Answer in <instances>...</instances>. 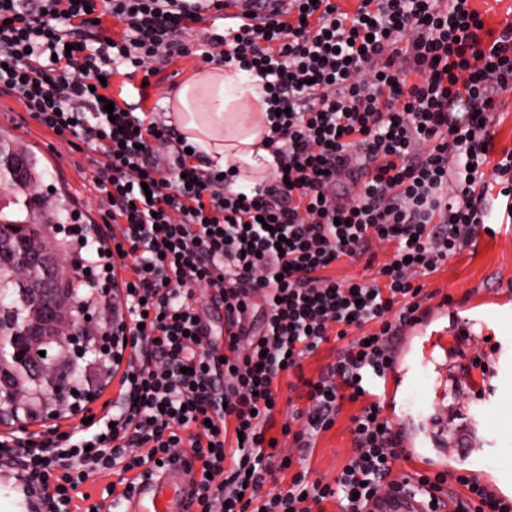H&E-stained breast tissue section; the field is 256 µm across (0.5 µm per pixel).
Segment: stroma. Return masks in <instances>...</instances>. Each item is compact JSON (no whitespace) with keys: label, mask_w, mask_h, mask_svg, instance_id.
<instances>
[{"label":"stroma","mask_w":512,"mask_h":512,"mask_svg":"<svg viewBox=\"0 0 512 512\" xmlns=\"http://www.w3.org/2000/svg\"><path fill=\"white\" fill-rule=\"evenodd\" d=\"M190 54L161 66L146 90L145 110L164 112V101L177 86L203 69ZM0 140L28 148L38 163V190L49 202L66 200L83 224H98L108 207L94 184L90 152L78 150L41 128L26 115L23 103L0 96ZM426 291L448 295L451 310L468 304L474 293L510 296V303L489 306L483 323L445 321L443 346L429 361L414 364L398 389L392 413L404 420L419 460L447 463L484 473L503 490L512 489V368L494 369L484 385L466 377L470 358L491 349L493 341L512 338V224L495 235H480L472 246L445 261L424 279ZM358 405L345 404L335 425L316 440L308 461L310 476L335 479L353 453L350 418Z\"/></svg>","instance_id":"stroma-1"}]
</instances>
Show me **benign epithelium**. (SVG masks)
Wrapping results in <instances>:
<instances>
[{
    "mask_svg": "<svg viewBox=\"0 0 512 512\" xmlns=\"http://www.w3.org/2000/svg\"><path fill=\"white\" fill-rule=\"evenodd\" d=\"M35 178L25 150L10 145L0 147V207L8 203V190L20 183L34 184ZM39 220L31 216L24 226H1L0 249L12 255L13 273L30 284L27 292L35 299L22 318L18 331L0 327V350L13 349L9 362L0 360V400L11 406L35 396L43 405L44 424L55 420L58 411L53 403H62L61 391L68 377L70 364L84 353L89 334H102L97 315L82 320L83 335L73 333L75 301L68 284L71 271L58 259L54 241L43 238L35 229ZM45 352L40 356L39 352ZM43 389L33 393L29 384ZM14 425V430L27 438L37 433L33 423L0 411V425Z\"/></svg>",
    "mask_w": 512,
    "mask_h": 512,
    "instance_id": "obj_1",
    "label": "benign epithelium"
}]
</instances>
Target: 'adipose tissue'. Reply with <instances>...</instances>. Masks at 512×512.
I'll list each match as a JSON object with an SVG mask.
<instances>
[{
	"mask_svg": "<svg viewBox=\"0 0 512 512\" xmlns=\"http://www.w3.org/2000/svg\"><path fill=\"white\" fill-rule=\"evenodd\" d=\"M261 83L240 68L214 64L166 100L179 133L214 169L229 173L232 191L249 196L274 169L265 142L269 106Z\"/></svg>",
	"mask_w": 512,
	"mask_h": 512,
	"instance_id": "adipose-tissue-1",
	"label": "adipose tissue"
}]
</instances>
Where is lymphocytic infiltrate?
<instances>
[{
    "mask_svg": "<svg viewBox=\"0 0 512 512\" xmlns=\"http://www.w3.org/2000/svg\"><path fill=\"white\" fill-rule=\"evenodd\" d=\"M226 6L0 0V95L95 152L108 221L82 240L79 277L121 303L130 349L100 423L32 445L1 435L0 473L30 512H117L160 466L190 473L193 512H320L338 497L362 512L405 491L425 512H512V499L462 472L398 475L411 455L371 387L427 311L419 278L486 230L495 196H512V151L494 154L490 134L512 91V26L484 39L471 0H360L351 12L292 0L202 39L204 61L261 77L273 113L274 176L242 198L223 172L192 164L176 127L137 115L101 83L187 54L182 33ZM380 244L392 254L379 263ZM362 258L367 277L328 273ZM202 292L224 310L220 330L204 318ZM332 340L335 363L300 378L305 407L269 436L283 376ZM355 402L354 456L334 482L310 479L314 436ZM110 471L121 476L110 501L91 502L83 485Z\"/></svg>",
    "mask_w": 512,
    "mask_h": 512,
    "instance_id": "lymphocytic-infiltrate-1",
    "label": "lymphocytic infiltrate"
}]
</instances>
